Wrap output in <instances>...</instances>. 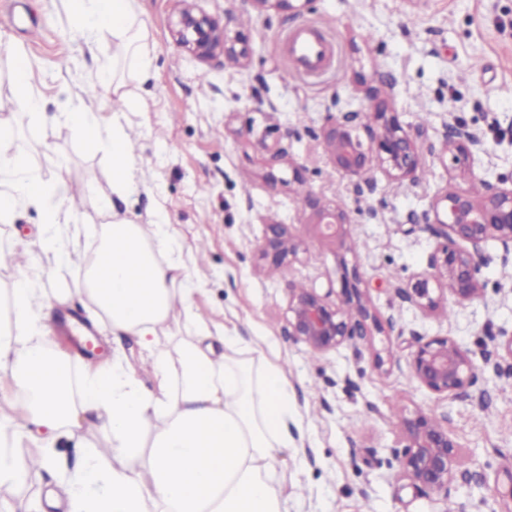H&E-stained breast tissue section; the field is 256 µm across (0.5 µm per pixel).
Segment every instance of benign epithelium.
<instances>
[{
	"mask_svg": "<svg viewBox=\"0 0 512 512\" xmlns=\"http://www.w3.org/2000/svg\"><path fill=\"white\" fill-rule=\"evenodd\" d=\"M170 23L173 39L196 58L205 61L216 53L239 62L250 55L248 39L240 32L229 35L195 0H176ZM257 8L268 5L298 11L309 0H249ZM358 114L346 113L332 120L325 140L332 167L358 181L378 165L392 181L416 174L422 165L420 142L406 131L398 113L377 109L369 124L356 123ZM368 141H363L359 129ZM478 134L455 123L448 125L441 162L448 173L462 181L476 177L471 145ZM482 199L467 190H445L434 204L435 233L442 238L429 259V270L411 277L400 289L402 298L423 310H436L446 297L456 303L479 298L484 285L478 278L480 247L496 240L512 247V187L485 184ZM310 209L307 224L323 238L347 246L349 212L341 204H326L312 193L303 199ZM301 240L286 224L268 225L262 258L280 270L299 259ZM340 288L326 291L314 286L291 289L288 301V336L317 353L338 349L357 338L382 331L366 289L360 287L357 266L342 265ZM416 382L430 393L458 394L471 387L477 367L469 350L448 336H419L409 355ZM403 446L392 450L398 474L418 488L451 494L461 447L448 437L436 417L418 412L401 420Z\"/></svg>",
	"mask_w": 512,
	"mask_h": 512,
	"instance_id": "1",
	"label": "benign epithelium"
}]
</instances>
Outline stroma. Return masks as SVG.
<instances>
[{
	"instance_id": "stroma-1",
	"label": "stroma",
	"mask_w": 512,
	"mask_h": 512,
	"mask_svg": "<svg viewBox=\"0 0 512 512\" xmlns=\"http://www.w3.org/2000/svg\"><path fill=\"white\" fill-rule=\"evenodd\" d=\"M196 5L248 37L249 61L231 64L220 54L199 61L170 36L173 0H137L153 79L140 83L125 57L118 73L135 95L125 116L144 184L116 210L144 225L163 209L184 261L174 287H194V309L211 327L265 337L281 357L303 419L305 464L283 466L297 512H512V365L499 348L512 332V251L483 245L485 289L473 301L426 311L398 293L427 269L439 242L437 193L464 186L437 159L448 123L479 133L471 148L478 178L512 185V0H310L298 14L260 11L247 0ZM71 20L70 0H0V116L11 113L9 49L19 45L45 119L22 121L18 141L43 178L61 172L82 187L81 246L91 251L103 225L100 201L112 194V167L53 121L83 94L84 74L101 64L70 39ZM306 25L335 48L332 68L318 78L285 67L284 37ZM378 106L398 113L409 132H424V164L416 181L401 184L371 171L358 193L334 173L324 133L331 118ZM278 147L285 154L276 159ZM297 167L299 183L292 180ZM308 191L347 205L352 252L310 236L302 204ZM42 222L39 210L18 208L11 223H0V249L36 241ZM271 223L304 238L298 261L282 271L260 258ZM343 259L357 264L385 331L318 354L288 335L289 291L338 281ZM96 336V360L120 356L150 383L132 338L113 342L104 323ZM417 336H448L472 351L475 385L448 397L420 387L407 350ZM387 347L392 357L374 368L375 352ZM416 410L436 416L469 460L451 494L422 492L396 476L391 451L401 445L400 420Z\"/></svg>"
}]
</instances>
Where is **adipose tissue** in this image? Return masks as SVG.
Returning a JSON list of instances; mask_svg holds the SVG:
<instances>
[{
    "label": "adipose tissue",
    "mask_w": 512,
    "mask_h": 512,
    "mask_svg": "<svg viewBox=\"0 0 512 512\" xmlns=\"http://www.w3.org/2000/svg\"><path fill=\"white\" fill-rule=\"evenodd\" d=\"M76 2L80 22L71 35L80 47L95 53L114 44L148 57L135 0ZM11 57L15 109L0 119V223L31 206L42 211L44 232L40 258L15 267L0 294V385L16 397L0 410V425L35 442L81 441L91 427L108 440L68 468L44 449L18 454L0 437V512H14L15 491L45 471L57 473L68 512H292L279 468L298 446L300 418L282 361L256 342L213 334L192 309L191 289L172 288L182 261L171 225L147 233L113 216L85 265L89 299L113 335L133 337L145 351L152 386L118 359L85 363L79 380L68 376L71 353L49 342L54 307L68 295L47 296L41 281L47 267L81 257V226L68 179L42 178L13 147L15 123L41 120L43 107L22 52L12 49ZM87 79L92 102L72 99L55 120L106 153L112 194L122 199L141 187L123 123L133 93L104 68ZM177 310L193 327L179 341L165 329Z\"/></svg>",
    "instance_id": "adipose-tissue-1"
}]
</instances>
